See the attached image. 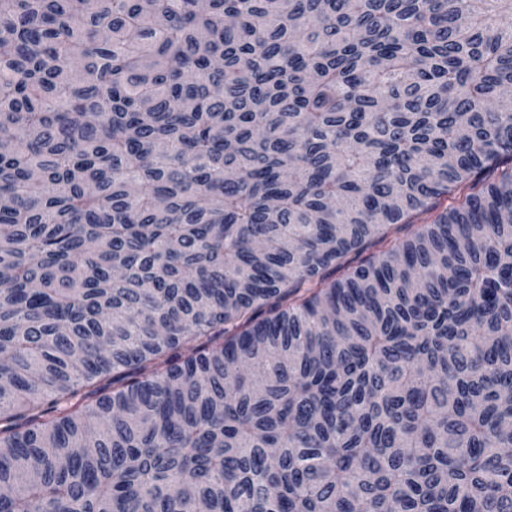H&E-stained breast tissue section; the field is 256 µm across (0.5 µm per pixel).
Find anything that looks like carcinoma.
<instances>
[{"label":"carcinoma","instance_id":"carcinoma-1","mask_svg":"<svg viewBox=\"0 0 512 512\" xmlns=\"http://www.w3.org/2000/svg\"><path fill=\"white\" fill-rule=\"evenodd\" d=\"M1 269L0 512H512V0H0Z\"/></svg>","mask_w":512,"mask_h":512}]
</instances>
